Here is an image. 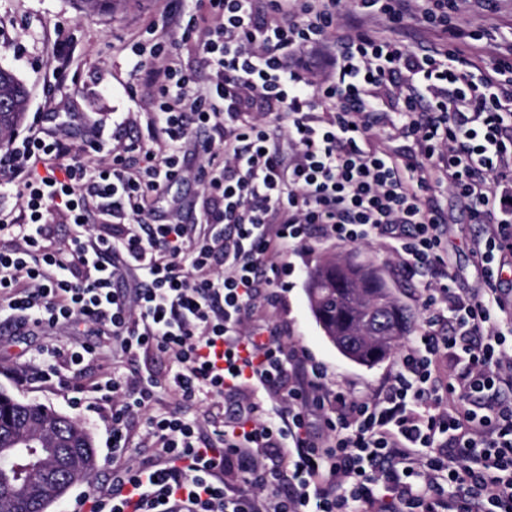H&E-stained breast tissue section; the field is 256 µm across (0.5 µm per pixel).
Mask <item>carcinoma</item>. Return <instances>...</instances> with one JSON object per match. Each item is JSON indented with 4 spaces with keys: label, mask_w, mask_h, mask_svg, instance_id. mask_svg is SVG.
Returning a JSON list of instances; mask_svg holds the SVG:
<instances>
[{
    "label": "carcinoma",
    "mask_w": 512,
    "mask_h": 512,
    "mask_svg": "<svg viewBox=\"0 0 512 512\" xmlns=\"http://www.w3.org/2000/svg\"><path fill=\"white\" fill-rule=\"evenodd\" d=\"M0 132L10 133L21 122L28 92L10 71L0 68ZM307 294L314 318L338 351L357 364L373 367L388 359L412 327L414 314L395 296L382 269L351 259L327 262L312 271ZM42 423L62 442L92 434L69 416L40 404L16 402L0 390V448ZM96 462L75 471H59L56 483L78 484L89 479ZM50 488L23 484L0 468V512H49Z\"/></svg>",
    "instance_id": "cac0c4a2"
}]
</instances>
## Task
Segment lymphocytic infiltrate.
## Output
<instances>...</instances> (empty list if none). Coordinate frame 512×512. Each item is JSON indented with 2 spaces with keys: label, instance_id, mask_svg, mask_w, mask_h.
<instances>
[{
  "label": "lymphocytic infiltrate",
  "instance_id": "lymphocytic-infiltrate-1",
  "mask_svg": "<svg viewBox=\"0 0 512 512\" xmlns=\"http://www.w3.org/2000/svg\"><path fill=\"white\" fill-rule=\"evenodd\" d=\"M458 5L195 0L169 16L198 41L193 65L152 22L131 45L147 138L10 133L0 191L19 208L0 210V310L73 336L42 380L106 368L92 390L111 405V478L72 512H512V305L492 266L512 253V41L473 68L485 33L456 23ZM382 137L410 145L388 153ZM194 158L209 175L193 225L157 202ZM447 188L485 227L472 293L445 260ZM316 232L389 239L421 278V329L378 394L329 388L280 327L251 321ZM151 351L166 372L142 366ZM160 390L174 405L157 414ZM198 404L222 411L187 417ZM136 415L148 442L128 463Z\"/></svg>",
  "mask_w": 512,
  "mask_h": 512
}]
</instances>
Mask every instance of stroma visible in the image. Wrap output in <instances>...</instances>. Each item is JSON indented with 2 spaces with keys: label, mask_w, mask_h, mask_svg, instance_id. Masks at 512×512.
Returning a JSON list of instances; mask_svg holds the SVG:
<instances>
[{
  "label": "stroma",
  "mask_w": 512,
  "mask_h": 512,
  "mask_svg": "<svg viewBox=\"0 0 512 512\" xmlns=\"http://www.w3.org/2000/svg\"><path fill=\"white\" fill-rule=\"evenodd\" d=\"M156 10L155 0H116L112 9L95 14L80 12L75 0H0V67L12 71L29 91L26 120L37 118L51 127L60 114L78 123L90 121L107 132L118 124L127 134L146 136L152 113L137 88L126 47L141 34L144 15ZM58 47L66 56L65 81L61 84L53 76L54 50ZM476 229L456 202H449L448 267L461 288H476L482 281L466 248ZM344 255L383 268L399 300L413 312H420L418 280L397 271L388 243L372 239L353 245L321 243L308 255L290 252L288 260L296 271L288 279L280 304L260 305L255 317L287 324L289 344L305 348L323 362L332 384L374 389L391 376L394 359L368 368L342 356L318 327L306 295L309 273L325 259ZM54 342L51 336L15 335L7 312H0V390L68 415L72 412L69 387L23 386L12 375L19 363Z\"/></svg>",
  "instance_id": "35a3bbf8"
}]
</instances>
